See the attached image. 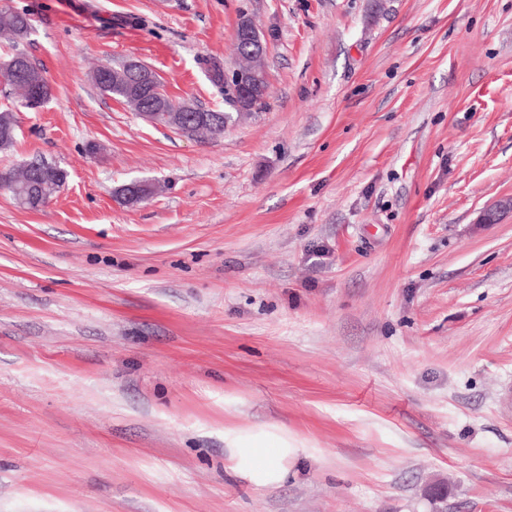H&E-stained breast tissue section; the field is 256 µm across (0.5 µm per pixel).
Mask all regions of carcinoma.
<instances>
[{
	"instance_id": "1",
	"label": "carcinoma",
	"mask_w": 512,
	"mask_h": 512,
	"mask_svg": "<svg viewBox=\"0 0 512 512\" xmlns=\"http://www.w3.org/2000/svg\"><path fill=\"white\" fill-rule=\"evenodd\" d=\"M32 30L27 14L18 11L0 10V35L8 37L16 46L15 52L0 62V82L10 88L11 93L22 102L28 99L29 91L26 86L17 84L11 79L12 65L28 58L25 51L18 49L21 42L26 40ZM112 65L98 66L91 72V80L101 93L108 95L131 110L137 112L140 105L128 95L127 84L131 77L127 73L114 75L105 73ZM107 77H102V74ZM16 142V121L12 110L0 111V150L9 151ZM66 180V172L56 164L35 158L20 169L10 170L0 175V182L5 183L6 190L14 200H27V206L35 208V204L44 198L52 197Z\"/></svg>"
}]
</instances>
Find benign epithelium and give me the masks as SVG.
Masks as SVG:
<instances>
[{
	"label": "benign epithelium",
	"instance_id": "7a95c632",
	"mask_svg": "<svg viewBox=\"0 0 512 512\" xmlns=\"http://www.w3.org/2000/svg\"><path fill=\"white\" fill-rule=\"evenodd\" d=\"M272 38L273 33L260 29L248 12H240L234 32V53L237 57L247 55L250 61L232 69L217 65L209 71L212 78L219 73L223 75L224 89L235 100V116L232 119L234 123L252 115L255 101L269 94L270 85L264 58ZM124 63V69L138 74L143 82L152 85L158 81L157 74L143 62L135 58H127ZM14 77L25 82L33 90H38L39 80L30 62L16 66ZM158 102L165 110L164 116L167 123L178 126V131L190 136L206 127H215L222 123L229 124V121L222 120L220 113L196 107L186 101L172 102L160 97ZM151 193V184L134 180L118 187L115 197L122 204L133 207L148 198Z\"/></svg>",
	"mask_w": 512,
	"mask_h": 512
}]
</instances>
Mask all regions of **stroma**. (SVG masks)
Returning <instances> with one entry per match:
<instances>
[{
	"label": "stroma",
	"mask_w": 512,
	"mask_h": 512,
	"mask_svg": "<svg viewBox=\"0 0 512 512\" xmlns=\"http://www.w3.org/2000/svg\"><path fill=\"white\" fill-rule=\"evenodd\" d=\"M10 3L52 97L0 170L67 178L0 190V512H512V0ZM243 10L270 92L223 135L90 79L221 108ZM106 68H109V71L107 77L104 78L102 74ZM91 80L102 94L113 97L134 112L141 109L140 104L135 105V100L128 95L127 84L130 80L134 81V78L131 79L129 74L125 72L123 74L116 73L112 76V64L95 67L91 72ZM12 169L1 174L0 183H5L4 189L10 192L15 201L28 200L26 205L30 209H35L40 199L43 200L39 202V208L44 207L66 180V172L61 167L43 159L35 158ZM152 193L150 183L146 184L140 180L131 181L128 184L120 186L115 191V197L126 206H135L149 197ZM259 451L261 455H259ZM288 455V448H273V453L269 454L267 448H247L244 452L243 467L252 482L269 486L279 480L285 457Z\"/></svg>",
	"instance_id": "obj_1"
}]
</instances>
